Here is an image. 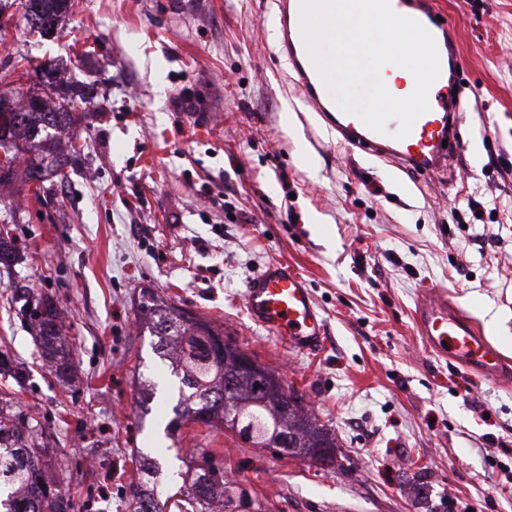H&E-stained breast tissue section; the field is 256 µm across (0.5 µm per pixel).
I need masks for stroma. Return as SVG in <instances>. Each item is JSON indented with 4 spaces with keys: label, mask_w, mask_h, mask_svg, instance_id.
<instances>
[{
    "label": "stroma",
    "mask_w": 512,
    "mask_h": 512,
    "mask_svg": "<svg viewBox=\"0 0 512 512\" xmlns=\"http://www.w3.org/2000/svg\"><path fill=\"white\" fill-rule=\"evenodd\" d=\"M438 3L474 93L463 151L431 177L318 124L286 81L271 0H71L38 43L0 5V92H46L43 58L67 67L82 116L51 190L0 186V355L21 363V404L73 477L71 512H127L133 458L173 479L188 446L223 457L267 512H512V446L497 444L512 443V385L429 353L413 323L425 290L446 288L512 365V0ZM180 95L192 111L174 110ZM272 261L307 280L321 350H289L250 319L245 284ZM29 288L65 314L70 377L51 374L10 305ZM144 288L276 370L335 438V463L201 424L167 436L178 395L135 321Z\"/></svg>",
    "instance_id": "stroma-1"
}]
</instances>
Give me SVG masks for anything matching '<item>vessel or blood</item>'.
<instances>
[{
    "label": "vessel or blood",
    "instance_id": "vessel-or-blood-1",
    "mask_svg": "<svg viewBox=\"0 0 512 512\" xmlns=\"http://www.w3.org/2000/svg\"><path fill=\"white\" fill-rule=\"evenodd\" d=\"M393 10L420 22L434 37L440 76L428 94L429 109L413 125L408 136L395 139L398 121H390L387 133L372 131L353 114L336 104L307 49L302 30V0H275L277 48L291 67L290 79L305 103L335 131L340 145L358 149L403 168L434 173L448 167L449 159L463 146V65L452 24L441 19L431 0H390ZM244 301L252 320L269 335L294 350L311 351L321 345L324 323L307 281L288 265L268 263L245 285ZM415 323L426 348L455 360L471 376L496 381L505 363L479 329L457 308L444 290L421 298Z\"/></svg>",
    "mask_w": 512,
    "mask_h": 512
}]
</instances>
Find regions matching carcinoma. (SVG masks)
<instances>
[{
	"mask_svg": "<svg viewBox=\"0 0 512 512\" xmlns=\"http://www.w3.org/2000/svg\"><path fill=\"white\" fill-rule=\"evenodd\" d=\"M23 17L30 36L44 38L54 31L67 12L68 0H23ZM12 111L0 121V147L8 164L0 165V184L18 173L46 187L64 174L70 154L55 146L57 134L79 121L73 105L64 98L31 95L12 98L0 93V106ZM19 307L40 341L52 355L53 371L68 373V347L59 310L48 296L24 295ZM136 322L157 338L158 357L169 362L178 379V402L169 431L188 423L233 432L272 455H298L313 461L333 460L335 439L310 415L299 398L288 392L275 370L240 351L224 332L188 311L162 303L148 288L140 290ZM46 427L31 412L0 392V488L9 490L0 499L3 512H70L65 487L71 476L62 467L49 470L50 444ZM203 463L190 467L174 493L161 489L158 468H140L132 489L133 512H207L214 502L230 512H265L240 483L224 478V467L205 452Z\"/></svg>",
	"mask_w": 512,
	"mask_h": 512,
	"instance_id": "obj_1",
	"label": "carcinoma"
}]
</instances>
